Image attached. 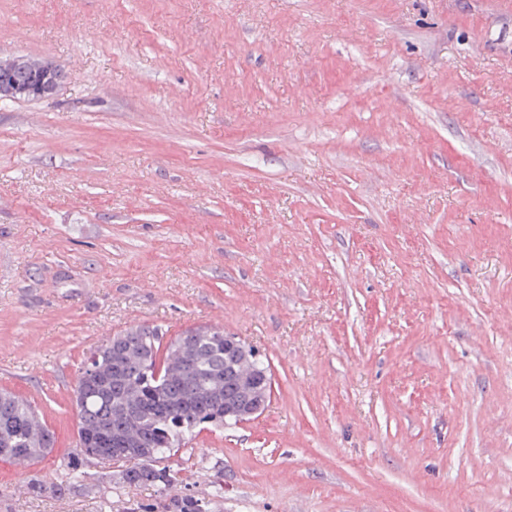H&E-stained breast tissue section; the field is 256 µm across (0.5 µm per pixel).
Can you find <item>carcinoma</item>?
I'll list each match as a JSON object with an SVG mask.
<instances>
[{"instance_id": "carcinoma-1", "label": "carcinoma", "mask_w": 512, "mask_h": 512, "mask_svg": "<svg viewBox=\"0 0 512 512\" xmlns=\"http://www.w3.org/2000/svg\"><path fill=\"white\" fill-rule=\"evenodd\" d=\"M18 86L28 84L46 67L16 57L0 62ZM53 81L43 90L13 95L15 99L52 96L65 72L52 69ZM199 336L187 343L174 338L163 343L158 327L136 325L91 350L74 388L77 441L69 460L68 485H29L34 494H63L83 486L89 460L101 464L125 458L132 465L121 471L127 484L153 486L167 494L163 512H212L205 496L178 491L180 469L167 464L174 449L186 446L201 430L224 426L228 411L244 408L252 399L270 397L271 378L263 360L244 348L231 360L224 354V328L200 326L182 332ZM54 447L52 432L32 405L10 392H0V457L26 467Z\"/></svg>"}]
</instances>
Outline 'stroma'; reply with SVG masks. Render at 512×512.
<instances>
[{
  "label": "stroma",
  "mask_w": 512,
  "mask_h": 512,
  "mask_svg": "<svg viewBox=\"0 0 512 512\" xmlns=\"http://www.w3.org/2000/svg\"><path fill=\"white\" fill-rule=\"evenodd\" d=\"M0 390L55 434L0 512L162 506L72 389L129 327L222 326L257 417L171 457L219 512H512V0H0ZM48 62H34L30 61L27 58L16 57L11 60H6L4 62H0V71L4 67H8L11 72V77L14 79L15 83L18 85V88L28 84L35 75H38L40 71H42ZM16 85V86H17ZM26 86L22 87V89L26 88Z\"/></svg>",
  "instance_id": "stroma-1"
}]
</instances>
